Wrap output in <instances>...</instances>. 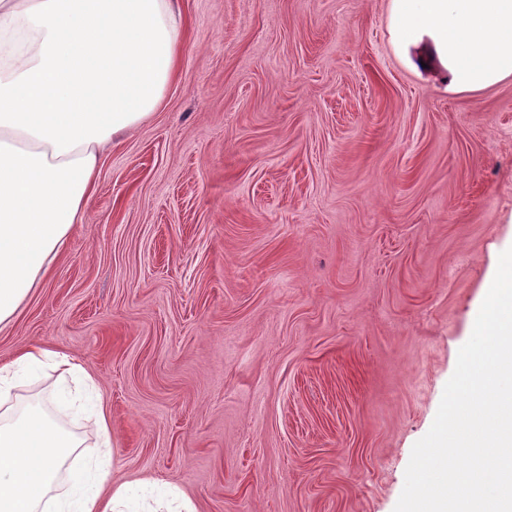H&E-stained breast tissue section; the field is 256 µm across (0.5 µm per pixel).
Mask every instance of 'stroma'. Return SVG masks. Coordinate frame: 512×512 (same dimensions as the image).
Masks as SVG:
<instances>
[{"mask_svg": "<svg viewBox=\"0 0 512 512\" xmlns=\"http://www.w3.org/2000/svg\"><path fill=\"white\" fill-rule=\"evenodd\" d=\"M182 5L176 79L105 154L0 362L74 358L115 478L197 512H394L512 247V78L419 77L391 0ZM55 386L19 400L93 451Z\"/></svg>", "mask_w": 512, "mask_h": 512, "instance_id": "1", "label": "stroma"}]
</instances>
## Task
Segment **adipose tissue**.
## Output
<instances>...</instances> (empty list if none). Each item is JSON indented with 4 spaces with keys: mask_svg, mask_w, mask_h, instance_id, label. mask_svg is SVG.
Returning a JSON list of instances; mask_svg holds the SVG:
<instances>
[{
    "mask_svg": "<svg viewBox=\"0 0 512 512\" xmlns=\"http://www.w3.org/2000/svg\"><path fill=\"white\" fill-rule=\"evenodd\" d=\"M391 24L414 69L454 91L512 77V0H391ZM183 31L180 0H0V329L83 223L105 149L161 106ZM43 368L92 381L41 346L0 364V512H197L178 486L113 480L104 409L97 455L69 469L79 441L41 401L12 402Z\"/></svg>",
    "mask_w": 512,
    "mask_h": 512,
    "instance_id": "1",
    "label": "adipose tissue"
}]
</instances>
